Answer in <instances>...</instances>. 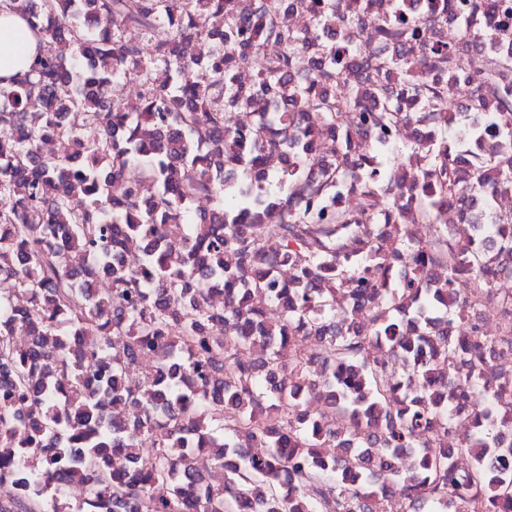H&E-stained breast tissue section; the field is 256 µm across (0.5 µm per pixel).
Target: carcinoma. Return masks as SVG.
<instances>
[{"mask_svg":"<svg viewBox=\"0 0 512 512\" xmlns=\"http://www.w3.org/2000/svg\"><path fill=\"white\" fill-rule=\"evenodd\" d=\"M12 2L37 54L27 70L0 76V485L17 488L0 512H386L395 492L413 512H448L451 500L464 512L512 504V474L495 473L480 453L457 481L448 449L428 439L450 431V387L482 421L466 447L495 450L506 423L482 372L487 356L507 353V339L440 320L465 272L473 304L491 298L512 313V294L494 291L512 270V222L480 225L468 255L441 229L421 268L389 283L382 248L367 240L336 250L335 217L301 206L299 187L314 169L304 147L265 178L274 148L236 127L234 109L291 82L295 101L275 119L303 144L313 120L335 137L336 102L322 86L336 85V56L309 77L288 68L303 41L327 28L336 0L312 10L303 35L276 24L282 0ZM496 11L495 0H472L471 25L485 41ZM413 12L400 0L381 24L396 41L381 67L409 68L401 39H410ZM215 17L257 49L260 34L282 45L255 88L237 86L224 44L192 52ZM63 41L69 56L57 49ZM451 58L447 45L422 48L421 64L437 78ZM511 70L501 57L475 78L473 108L489 98L511 107ZM127 75L142 88L137 117L104 94ZM406 91L447 110L434 86ZM372 119L389 126L408 115L383 102ZM448 140L445 118L421 149L416 202L426 217L447 202L470 207L481 188L512 190V130L500 155L473 161L462 177L447 160ZM338 157L320 189L363 173L392 179L390 167L368 171L346 151ZM145 181L154 186L147 200ZM197 197L215 201L213 210L193 213ZM261 199L282 208L283 223H244ZM131 250L141 256L136 269L121 261ZM287 260L297 282L280 290L269 268ZM427 263L445 269L447 287H423ZM219 283L224 306L215 309L209 295ZM361 303L374 309L363 332L351 328ZM307 336L318 353L294 354ZM371 342L404 361V381L383 359H367ZM145 353L159 359L158 372L128 381ZM316 383L327 419L353 417L348 436L301 416ZM335 447L334 456L320 452ZM74 482L83 494L72 503Z\"/></svg>","mask_w":512,"mask_h":512,"instance_id":"cac0c4a2","label":"carcinoma"}]
</instances>
